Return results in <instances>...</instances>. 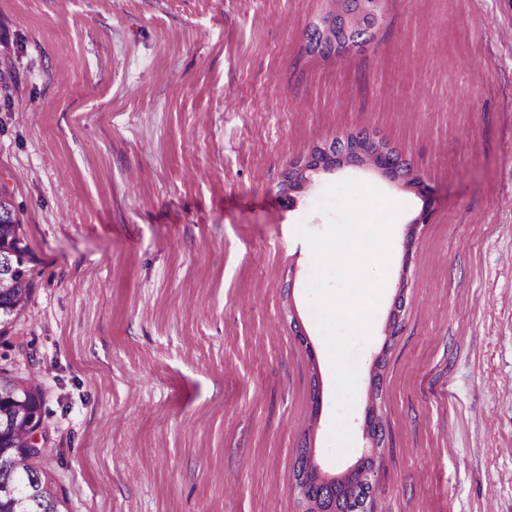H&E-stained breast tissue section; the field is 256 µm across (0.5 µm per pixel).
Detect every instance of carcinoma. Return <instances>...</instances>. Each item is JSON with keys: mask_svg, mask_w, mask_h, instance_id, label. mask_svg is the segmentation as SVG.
<instances>
[{"mask_svg": "<svg viewBox=\"0 0 512 512\" xmlns=\"http://www.w3.org/2000/svg\"><path fill=\"white\" fill-rule=\"evenodd\" d=\"M22 224L17 209L0 211V337L8 325L22 313L32 293L34 269L26 259ZM15 398L26 400L30 408L42 410L43 393L34 378H21L0 370V411ZM46 435L44 418L33 425L17 421L0 426V483L22 477L29 485L40 488L28 505L27 512H63L65 498L48 471L38 466L44 454L30 453L35 434ZM363 469H357L352 480L324 482L316 474L307 449L297 460V473L305 476L298 485L302 497L315 506L314 512H364V502L371 486L362 480Z\"/></svg>", "mask_w": 512, "mask_h": 512, "instance_id": "obj_1", "label": "carcinoma"}]
</instances>
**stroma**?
<instances>
[{"mask_svg":"<svg viewBox=\"0 0 512 512\" xmlns=\"http://www.w3.org/2000/svg\"><path fill=\"white\" fill-rule=\"evenodd\" d=\"M343 7L0 0L37 270L0 369L42 387L67 512H303L304 447L324 480L372 459L367 512H512V0H379L365 44L311 52ZM358 132L410 173L307 169ZM349 178L408 209L335 461L294 226Z\"/></svg>","mask_w":512,"mask_h":512,"instance_id":"obj_1","label":"stroma"}]
</instances>
